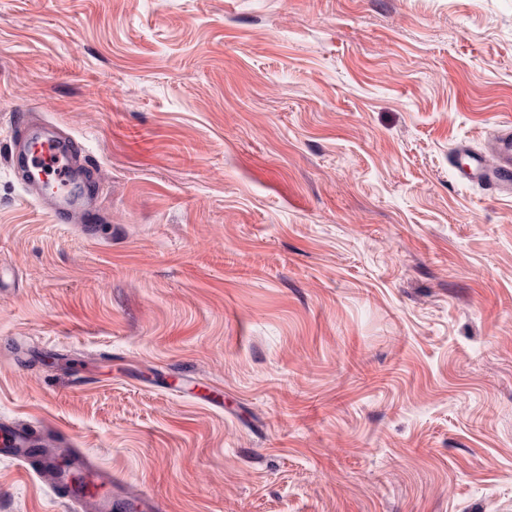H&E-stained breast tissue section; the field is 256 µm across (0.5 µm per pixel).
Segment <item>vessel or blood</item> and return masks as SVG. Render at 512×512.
<instances>
[{
  "mask_svg": "<svg viewBox=\"0 0 512 512\" xmlns=\"http://www.w3.org/2000/svg\"><path fill=\"white\" fill-rule=\"evenodd\" d=\"M17 139L29 143L24 155L14 156L23 165L35 200H42L47 182H54L52 211L58 219L71 221L82 205V192L74 171L83 163V147L72 138L43 136L32 127H20ZM454 154H468L469 162L459 172L470 183L499 195L512 197V126L501 128L490 154L467 153L457 145ZM25 428L0 431V456L34 468L36 476L57 487L74 512H164L153 495H127L123 480L112 475L77 449L72 438L57 440L55 447L34 452Z\"/></svg>",
  "mask_w": 512,
  "mask_h": 512,
  "instance_id": "vessel-or-blood-1",
  "label": "vessel or blood"
}]
</instances>
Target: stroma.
I'll list each match as a JSON object with an SVG mask.
<instances>
[{"label":"stroma","mask_w":512,"mask_h":512,"mask_svg":"<svg viewBox=\"0 0 512 512\" xmlns=\"http://www.w3.org/2000/svg\"><path fill=\"white\" fill-rule=\"evenodd\" d=\"M509 123L512 0H0V423L165 512H512V198L448 161ZM36 140L24 156L16 151L13 161L16 166L20 163L25 168L32 196L38 202L43 199L45 183L52 180L58 187L52 191L55 200L51 205L52 211L59 220L70 222L82 205V192L74 179L77 166H85L83 162V147L73 138H56L43 136L32 126L20 127L16 143ZM56 158L62 165L56 172H50L45 167L48 159Z\"/></svg>","instance_id":"1"}]
</instances>
